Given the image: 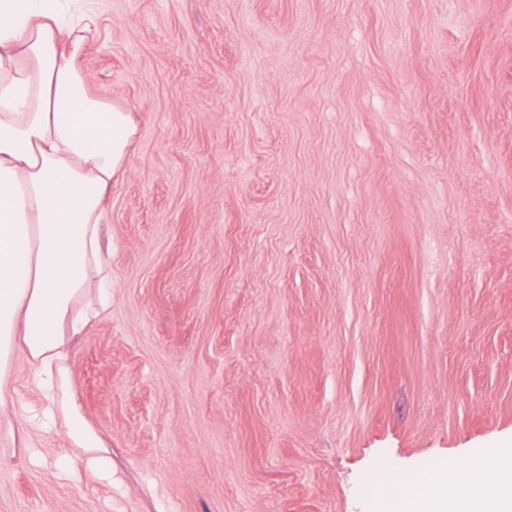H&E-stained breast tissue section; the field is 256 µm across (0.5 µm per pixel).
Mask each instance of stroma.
Instances as JSON below:
<instances>
[{
    "mask_svg": "<svg viewBox=\"0 0 512 512\" xmlns=\"http://www.w3.org/2000/svg\"><path fill=\"white\" fill-rule=\"evenodd\" d=\"M135 112L112 304L67 396L111 479L29 427L0 512H385L512 444V0H68Z\"/></svg>",
    "mask_w": 512,
    "mask_h": 512,
    "instance_id": "35a3bbf8",
    "label": "stroma"
}]
</instances>
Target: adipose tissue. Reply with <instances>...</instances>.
I'll list each match as a JSON object with an SVG mask.
<instances>
[{
	"instance_id": "obj_1",
	"label": "adipose tissue",
	"mask_w": 512,
	"mask_h": 512,
	"mask_svg": "<svg viewBox=\"0 0 512 512\" xmlns=\"http://www.w3.org/2000/svg\"><path fill=\"white\" fill-rule=\"evenodd\" d=\"M92 19L64 25L59 0H0V426H11L16 352L37 367L32 428L64 423L100 465L104 443L53 377L73 338L107 309L112 248L104 243V199L125 168L134 113L108 107L85 88L78 59ZM395 512H512V448L492 467L449 464L431 493L403 494Z\"/></svg>"
}]
</instances>
